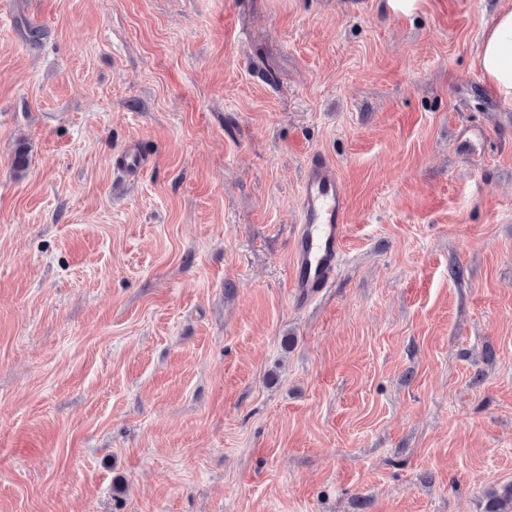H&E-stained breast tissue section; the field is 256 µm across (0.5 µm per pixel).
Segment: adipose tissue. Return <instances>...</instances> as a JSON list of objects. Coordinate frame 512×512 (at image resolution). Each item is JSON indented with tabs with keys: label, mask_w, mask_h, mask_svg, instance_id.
I'll return each instance as SVG.
<instances>
[{
	"label": "adipose tissue",
	"mask_w": 512,
	"mask_h": 512,
	"mask_svg": "<svg viewBox=\"0 0 512 512\" xmlns=\"http://www.w3.org/2000/svg\"><path fill=\"white\" fill-rule=\"evenodd\" d=\"M485 80L512 99V6L501 9L478 45Z\"/></svg>",
	"instance_id": "ef3b65f1"
}]
</instances>
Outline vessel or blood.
<instances>
[{"mask_svg":"<svg viewBox=\"0 0 512 512\" xmlns=\"http://www.w3.org/2000/svg\"><path fill=\"white\" fill-rule=\"evenodd\" d=\"M291 286L298 304L308 305L336 279L344 259L347 198L336 168L326 159L308 160L299 195Z\"/></svg>","mask_w":512,"mask_h":512,"instance_id":"b4317fda","label":"vessel or blood"}]
</instances>
